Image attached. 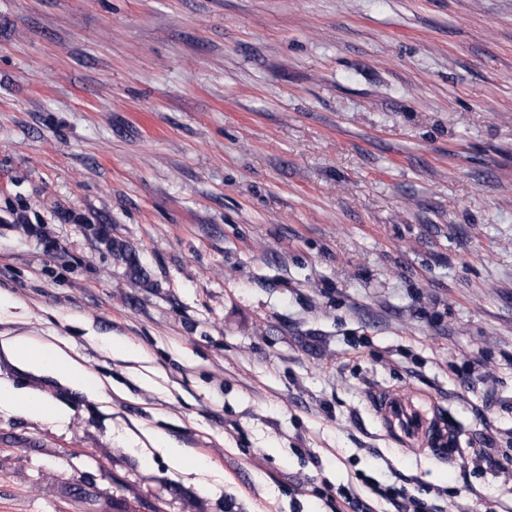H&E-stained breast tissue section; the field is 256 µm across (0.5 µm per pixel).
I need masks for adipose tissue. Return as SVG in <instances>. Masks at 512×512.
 <instances>
[{"label":"adipose tissue","mask_w":512,"mask_h":512,"mask_svg":"<svg viewBox=\"0 0 512 512\" xmlns=\"http://www.w3.org/2000/svg\"><path fill=\"white\" fill-rule=\"evenodd\" d=\"M4 350L17 365L34 372H51L60 382L91 395H101L104 384L83 362L74 357L67 343H47L31 336L0 339Z\"/></svg>","instance_id":"ef3b65f1"}]
</instances>
